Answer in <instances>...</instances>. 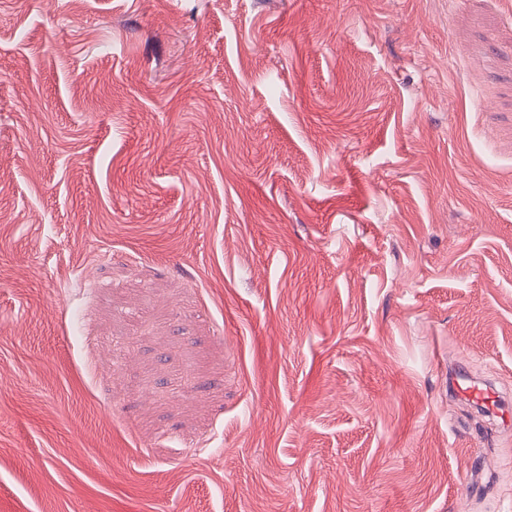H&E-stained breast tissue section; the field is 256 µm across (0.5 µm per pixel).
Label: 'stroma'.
<instances>
[{
	"label": "stroma",
	"instance_id": "1",
	"mask_svg": "<svg viewBox=\"0 0 512 512\" xmlns=\"http://www.w3.org/2000/svg\"><path fill=\"white\" fill-rule=\"evenodd\" d=\"M512 0H0V512H512ZM455 394L465 401L474 404L479 409H484L499 419L500 425L505 431L511 428L512 418L509 409L499 407L500 395L492 385H479L467 378L455 377L453 381Z\"/></svg>",
	"mask_w": 512,
	"mask_h": 512
}]
</instances>
